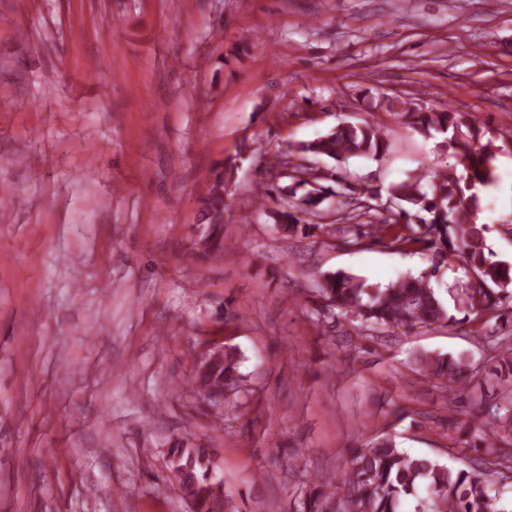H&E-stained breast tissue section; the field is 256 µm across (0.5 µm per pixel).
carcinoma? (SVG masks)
I'll return each instance as SVG.
<instances>
[{"mask_svg": "<svg viewBox=\"0 0 512 512\" xmlns=\"http://www.w3.org/2000/svg\"><path fill=\"white\" fill-rule=\"evenodd\" d=\"M390 112L408 118V126L423 135H448V149L455 164L430 172V190H422L421 180H405L389 188L396 209L379 223L368 222L370 234L383 238L382 230L398 229L393 241L423 243L432 252L431 266L417 275H408L385 285L344 270L327 272L319 293L337 314L359 322L366 331L429 328L448 324L453 317L432 285L441 267L456 263L469 272V280L458 289L455 306L465 315L490 314L494 324L484 322L482 342L496 353L495 376L507 383L490 409L494 423L480 428L491 446L499 441V431H512V267L486 254L484 233L479 222L478 189L495 180V159L499 146L484 139L481 127L468 122L467 115L448 109L437 112L413 107V103L391 98ZM388 132L371 123L342 121L322 136L296 145L270 162L272 178H291L290 198L282 199L275 210L283 236L314 235L322 225L312 218L322 202L343 192L333 183H319L321 177L290 165L297 154H312L335 161L348 158L377 159L388 150ZM231 168L219 162L211 172L207 193L200 198L202 223L212 225L210 251L222 255L224 243L225 190ZM308 187L299 196L297 188ZM408 235H401V231ZM496 289L489 288V285ZM210 364L193 380L198 390L224 396L228 402L238 392L243 377L235 348L213 350ZM412 370L424 378L437 380L455 405L465 396L471 364L463 355L424 352L412 359ZM168 470L176 473L179 490L192 503L194 512H224L229 500L213 490L211 454L206 448H170ZM512 470V452H503L480 462L478 470L459 469L433 457L409 454L395 438L382 432L357 448L348 449L346 471L341 482H314L304 494L303 512H400L403 502H416L415 512H497L503 487L490 480H505Z\"/></svg>", "mask_w": 512, "mask_h": 512, "instance_id": "carcinoma-1", "label": "carcinoma"}]
</instances>
